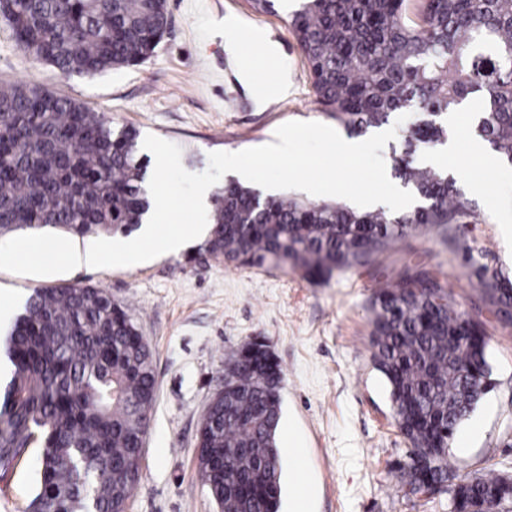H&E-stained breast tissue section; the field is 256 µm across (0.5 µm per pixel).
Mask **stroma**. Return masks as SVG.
<instances>
[{"instance_id":"obj_1","label":"stroma","mask_w":512,"mask_h":512,"mask_svg":"<svg viewBox=\"0 0 512 512\" xmlns=\"http://www.w3.org/2000/svg\"><path fill=\"white\" fill-rule=\"evenodd\" d=\"M170 30L144 64L94 76L61 75L27 60L0 18V81L58 90L106 113L113 129L135 126L178 145L184 168L208 166L209 153L238 152L274 140L290 121L325 122L308 63L282 7L256 11L251 0H168ZM278 47L256 56L248 32ZM290 90L278 92V73ZM466 193L477 201L467 224L410 232L368 264L323 282L289 269L244 267L211 256L193 240L179 255L115 268L60 265L69 246L94 237L45 227L0 234L14 248L0 264V297L62 284L104 289L122 304L154 356L157 401L142 456V479L128 512H218L196 470L200 420L224 386V362L256 336L282 370L277 444L284 454L280 512H451V494L409 495L400 467L409 444L395 425L389 389L371 350L370 298L403 266L443 277L458 309L482 323L489 386L461 423L467 445L451 440L459 478L494 468L512 473V326L502 325L476 286L484 268L512 276V167L471 164ZM39 449L0 476V512H27Z\"/></svg>"}]
</instances>
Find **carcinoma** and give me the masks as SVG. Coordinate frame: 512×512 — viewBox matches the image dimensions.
Returning <instances> with one entry per match:
<instances>
[{
	"instance_id": "1",
	"label": "carcinoma",
	"mask_w": 512,
	"mask_h": 512,
	"mask_svg": "<svg viewBox=\"0 0 512 512\" xmlns=\"http://www.w3.org/2000/svg\"><path fill=\"white\" fill-rule=\"evenodd\" d=\"M24 57L62 75L145 62L168 24L167 0H0ZM323 112L352 137L410 112L396 179L420 204L393 213L265 195L230 180L211 197L208 249L241 266H288L326 278L363 265L411 230L463 224L475 202L448 169L420 162L448 139V114L473 101L476 131L512 165V0H305L289 18ZM140 133L60 91L0 86V231L25 225L129 234L150 210ZM494 315L512 326V278L476 272ZM372 357L418 473L492 512L512 486L489 469L459 479L448 444L481 398L486 352L454 343L463 317L448 289L405 270L372 297ZM0 470L41 449L28 512H127L139 445L156 401L153 354L105 290L33 291L6 339ZM238 388L199 428L197 471L220 512H280L282 370L258 351L224 362Z\"/></svg>"
}]
</instances>
